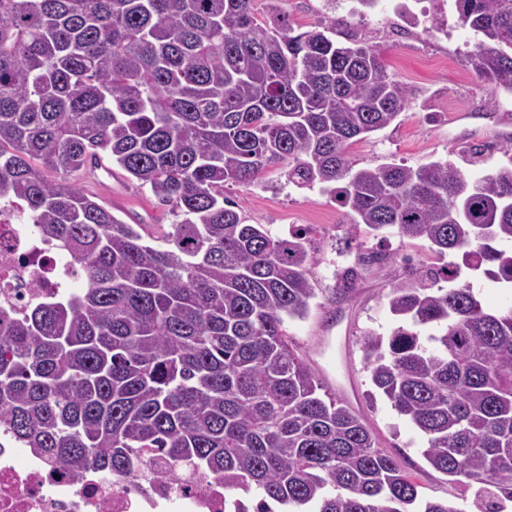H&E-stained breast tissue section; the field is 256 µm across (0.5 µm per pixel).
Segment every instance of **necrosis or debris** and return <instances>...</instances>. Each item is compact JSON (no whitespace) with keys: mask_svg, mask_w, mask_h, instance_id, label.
<instances>
[{"mask_svg":"<svg viewBox=\"0 0 512 512\" xmlns=\"http://www.w3.org/2000/svg\"><path fill=\"white\" fill-rule=\"evenodd\" d=\"M71 268L12 205H0V307L22 310L64 292ZM0 512H225L224 485L192 470L165 484L147 471L132 479L94 469L61 474L0 433Z\"/></svg>","mask_w":512,"mask_h":512,"instance_id":"1","label":"necrosis or debris"}]
</instances>
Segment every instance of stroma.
Here are the masks:
<instances>
[{
  "label": "stroma",
  "mask_w": 512,
  "mask_h": 512,
  "mask_svg": "<svg viewBox=\"0 0 512 512\" xmlns=\"http://www.w3.org/2000/svg\"><path fill=\"white\" fill-rule=\"evenodd\" d=\"M391 4L377 0L374 8L353 15L336 9L333 0H254V9L262 20L286 13L298 33L321 19H339L338 41L371 46L387 72L414 91L397 121L349 146L354 168L392 161L416 167L441 159L477 179L511 166L512 94L480 80L472 70L468 57L476 36L461 26L452 37L432 36L412 26ZM68 179L124 222L150 225L152 245L165 248L164 235L176 218L149 187L117 168L107 176L86 166ZM224 195L239 204L247 223L264 225L273 235L311 230L317 249L309 276L317 297L307 317L286 320L288 336L326 385L364 418L380 447L417 477L421 495L455 502L470 498L467 487L430 466L422 455L424 438L383 395L374 394L360 343L364 332L386 336L398 323L388 306L391 275L421 278L440 268L427 244L391 230L375 236L351 229L346 209L330 194L317 186L288 184L275 167L248 186L225 183ZM374 251L393 254V270L365 265L363 256Z\"/></svg>",
  "instance_id": "35a3bbf8"
}]
</instances>
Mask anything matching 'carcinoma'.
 Instances as JSON below:
<instances>
[{
	"instance_id": "cac0c4a2",
	"label": "carcinoma",
	"mask_w": 512,
	"mask_h": 512,
	"mask_svg": "<svg viewBox=\"0 0 512 512\" xmlns=\"http://www.w3.org/2000/svg\"><path fill=\"white\" fill-rule=\"evenodd\" d=\"M478 37L468 63L512 93V0H455ZM336 19L292 34L253 0H0V202L19 206L86 281L0 310V431L73 476H133L157 455L224 481L248 512H466L419 494L363 419L324 390L285 320L308 315L310 231L246 224L224 183L268 167L321 185L353 228L393 229L443 259L476 255L512 285V167L479 179L447 161L353 169L347 149L412 91ZM107 153L181 221L167 249L81 189L51 180ZM403 318L360 342L375 392L426 440L471 506L512 502V305L470 285L405 280Z\"/></svg>"
}]
</instances>
